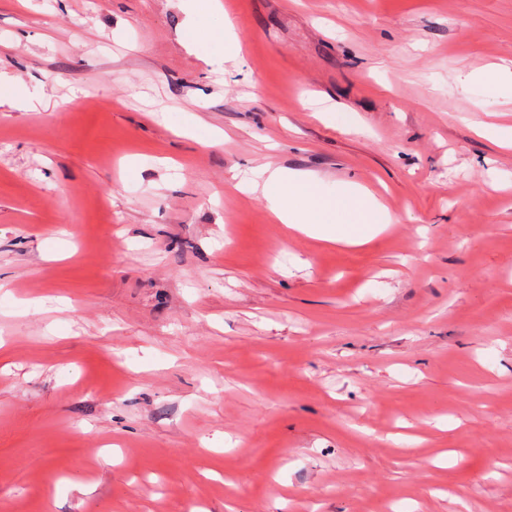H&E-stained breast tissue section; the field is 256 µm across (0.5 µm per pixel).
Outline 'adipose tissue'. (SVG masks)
<instances>
[{"instance_id": "ef3b65f1", "label": "adipose tissue", "mask_w": 512, "mask_h": 512, "mask_svg": "<svg viewBox=\"0 0 512 512\" xmlns=\"http://www.w3.org/2000/svg\"><path fill=\"white\" fill-rule=\"evenodd\" d=\"M241 183L261 191L276 223L326 243L361 245L391 222L371 193L351 188L331 193L311 173L267 164L252 169Z\"/></svg>"}]
</instances>
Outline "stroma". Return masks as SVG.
<instances>
[{"label": "stroma", "mask_w": 512, "mask_h": 512, "mask_svg": "<svg viewBox=\"0 0 512 512\" xmlns=\"http://www.w3.org/2000/svg\"><path fill=\"white\" fill-rule=\"evenodd\" d=\"M218 5L0 0V512H512V0ZM214 33L224 39V61H236L239 56L240 46L232 22L224 17V22L216 26ZM250 174L239 185L261 190L277 224L319 241L362 245L391 223L370 192L344 188L330 193L314 174L270 164L251 169Z\"/></svg>", "instance_id": "35a3bbf8"}]
</instances>
